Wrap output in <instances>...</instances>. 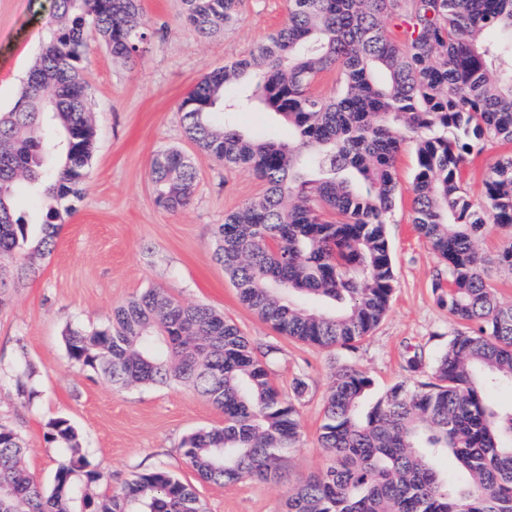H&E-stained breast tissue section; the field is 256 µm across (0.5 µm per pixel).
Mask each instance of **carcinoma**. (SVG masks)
<instances>
[{"label": "carcinoma", "mask_w": 512, "mask_h": 512, "mask_svg": "<svg viewBox=\"0 0 512 512\" xmlns=\"http://www.w3.org/2000/svg\"><path fill=\"white\" fill-rule=\"evenodd\" d=\"M199 35L224 31L242 0H182ZM401 29L396 40L389 26ZM134 64L151 42L140 0H54L48 35L0 113V305L39 272L74 211L93 158L84 78L89 33ZM334 77L330 96L315 90ZM260 107L291 140L253 139L221 113ZM185 135L263 193L217 225L215 260L241 302L278 333L354 349L387 312L395 274L386 218L398 194L403 145L414 144V223L445 264L448 315L465 325L437 360L434 381L401 382L362 411L372 380L344 370L327 396L320 475L288 492L284 512H512V304L497 301L478 240L489 223L512 227V154L491 164L476 208L462 189L474 145L512 142V0H288V20L249 55L206 72L177 107ZM148 175L156 204L178 211L197 185L191 155L165 149ZM44 203L40 231L16 214L19 193ZM68 357L113 385L193 387L224 424L185 438L179 452L205 483L277 481L301 445L299 412L268 364L224 314L148 289L112 323L66 336ZM38 368L20 360L17 396L31 403ZM62 460L40 489L27 446L0 422V512H205L196 489L170 472L139 473L100 495L104 475L81 454L77 428L49 422ZM452 456L463 482L437 467Z\"/></svg>", "instance_id": "carcinoma-1"}]
</instances>
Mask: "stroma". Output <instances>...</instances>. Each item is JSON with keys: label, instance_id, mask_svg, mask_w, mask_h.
<instances>
[{"label": "stroma", "instance_id": "35a3bbf8", "mask_svg": "<svg viewBox=\"0 0 512 512\" xmlns=\"http://www.w3.org/2000/svg\"><path fill=\"white\" fill-rule=\"evenodd\" d=\"M54 0H0V110L13 103L38 54ZM143 18L156 31L133 65L115 58L98 36L89 38L86 79L96 130L84 194L66 220L54 251L39 262L38 276L0 306V365L18 358L38 370L39 397L18 398L9 377L0 378V422L14 426L27 447V467L50 488L60 460L45 434L63 417L82 436L83 453L110 475L111 493L134 474L163 468L194 485L206 512H282L289 489L323 473L329 459L318 442L327 394L341 369L367 375L375 392L408 380L428 382L434 362L461 325L448 316L434 288L444 265L420 235L411 209L412 147L398 162L400 191L388 218L395 272L389 309L355 350L318 348L279 334L239 299L214 259V230L225 214L257 197L263 185L251 172L227 170L195 150L184 134L177 106L204 73L246 55L287 19V0H243L223 33L199 36L182 19L181 0H141ZM177 147L192 154L199 177L191 205L177 212L156 205L148 177L151 157ZM512 153V144L476 147L462 185L473 203L482 200L490 163ZM512 243V229L487 225L479 241L491 260L497 300L512 304V267L497 264ZM151 288L224 313L258 349L272 347V379L300 413L301 446L274 482L246 480L231 486L199 481L181 457L184 438L223 423L224 416L193 388L144 385L118 388L67 355L69 329L106 325L115 306ZM302 392H295L296 382Z\"/></svg>", "mask_w": 512, "mask_h": 512}]
</instances>
